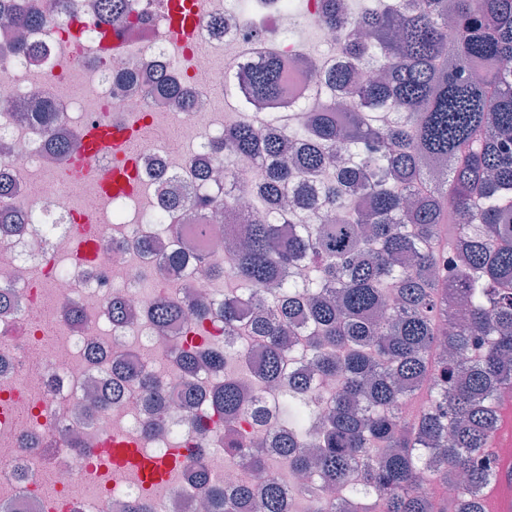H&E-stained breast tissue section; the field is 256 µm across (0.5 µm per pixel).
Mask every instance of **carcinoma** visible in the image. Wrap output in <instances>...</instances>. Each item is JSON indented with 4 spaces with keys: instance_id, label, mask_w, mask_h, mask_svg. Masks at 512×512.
Masks as SVG:
<instances>
[{
    "instance_id": "obj_1",
    "label": "carcinoma",
    "mask_w": 512,
    "mask_h": 512,
    "mask_svg": "<svg viewBox=\"0 0 512 512\" xmlns=\"http://www.w3.org/2000/svg\"><path fill=\"white\" fill-rule=\"evenodd\" d=\"M102 2L99 39L134 11V0ZM321 2L320 24L336 32L345 57L323 90L348 95V106L314 109L286 134L238 123L224 128L222 144L204 143L224 153L223 189L196 194L216 212L231 206L235 160L263 161L260 194L270 204L244 225L245 245L219 269L199 258L201 270L262 295L252 319L264 341L260 369L250 373L248 359L217 343L168 355L182 371L204 365L217 377L192 428L224 427L227 465L247 460L276 472L229 493L208 482L207 458L194 448L184 458L188 481L209 512H286L290 472L311 477L301 490L315 496L313 512H338L332 490L352 512H483L497 475L488 453L496 401L512 388V0H377L361 13L347 0ZM0 13L23 29L45 18L28 0H0ZM366 65L382 77L357 81ZM286 93L283 61L271 51L224 83L241 109ZM26 115L43 126L53 120L40 102ZM441 162L448 170L429 181ZM320 202L336 220L314 229L307 213ZM442 224L451 228L444 247ZM185 262L177 249L159 259L171 274ZM297 262L310 278L283 287ZM192 313L219 320L226 338L243 318L231 294ZM184 315L174 300L149 307L159 328ZM298 323L312 336L306 374L289 373L284 360V337ZM248 376L280 401L275 464L233 425ZM326 378L336 390L316 413L306 397ZM131 386L145 402L165 404L159 380L116 361L95 410ZM423 387L429 403L409 420L402 405ZM425 471L431 485L463 477L459 494L425 495Z\"/></svg>"
}]
</instances>
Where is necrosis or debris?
Masks as SVG:
<instances>
[{
    "label": "necrosis or debris",
    "instance_id": "necrosis-or-debris-1",
    "mask_svg": "<svg viewBox=\"0 0 512 512\" xmlns=\"http://www.w3.org/2000/svg\"><path fill=\"white\" fill-rule=\"evenodd\" d=\"M96 3L38 0L49 22L26 33L39 53L34 61L5 53L15 35L0 26V174L17 186L8 207L24 218L20 231L0 232V287L14 288L17 295L12 311L0 314V512H126L135 500L148 512H203L201 497L188 482L146 491L131 475L103 470L101 441L106 431L117 430L153 456L201 442L179 398L189 388L205 395L210 377L203 371L185 376L166 359L165 349L201 345L215 330L189 315L161 334L146 311L161 292L188 309L219 298L224 282L201 272L180 281L161 278L134 239L144 231L167 248L170 226L179 222L187 252L203 250L211 264L223 263L228 257L223 245L199 240L193 231L211 222L210 210L193 206L178 216L169 206L175 198L192 199V167L213 168L219 160L198 151L175 152L159 138L141 136L134 151L137 192L109 198L87 176L62 178L61 164L49 160L47 148L102 121L133 132L149 125L179 128L201 143L223 137L225 126L235 121L263 126L269 115L287 116L294 99L316 102L317 83L301 62L315 47L296 37L278 45L288 60L290 98L241 110L224 105L222 94L228 73L248 57L256 29L281 26L294 12L316 23L320 4L240 0L232 11L226 0H205L195 43L177 51L163 0H137L130 25L105 54L96 40ZM160 73L183 96H202L201 106L189 111L172 98H142V89ZM33 92L55 113L50 126L25 121L18 108ZM79 236L97 247L84 264L73 263L68 250ZM115 290L131 304L130 320L120 329L103 325L104 305ZM70 300L84 312L81 324L64 319ZM41 316L56 320L54 339L45 338L37 323ZM116 355L132 357L167 386L174 401L161 416L131 392L105 412L85 409V390L109 383L107 364ZM152 417L159 430L145 429ZM69 433L79 434L81 451L59 445Z\"/></svg>",
    "mask_w": 512,
    "mask_h": 512
}]
</instances>
